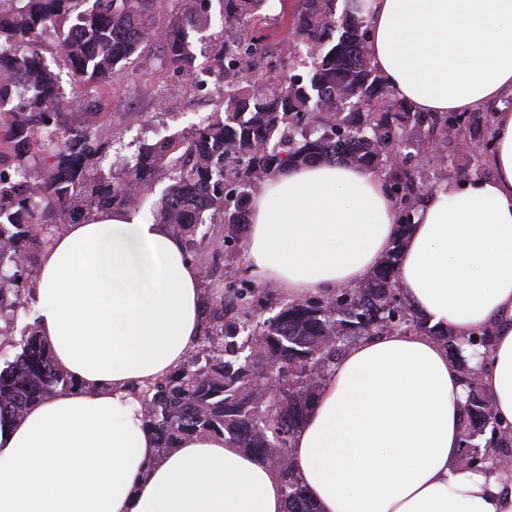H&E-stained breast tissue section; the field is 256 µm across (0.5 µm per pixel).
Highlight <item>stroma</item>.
I'll list each match as a JSON object with an SVG mask.
<instances>
[{
    "mask_svg": "<svg viewBox=\"0 0 512 512\" xmlns=\"http://www.w3.org/2000/svg\"><path fill=\"white\" fill-rule=\"evenodd\" d=\"M160 54L159 46L150 47L107 100L94 98L90 101L93 111L111 115L110 135L120 146L119 154H108L105 165H112L117 155H131L141 144L188 132L220 105L216 91L206 94L192 91L187 76L161 65ZM414 141L413 165L437 184L485 176L490 172L488 164H476L458 141H450L448 162L442 166L429 162L423 129H416ZM201 230L206 241L197 246L194 261L209 270L201 281L202 298L216 297L233 281L238 286L253 288V308L259 318L274 315L277 303L284 299L283 294L274 287L253 284L243 271L247 233H240L234 243L227 245L223 242V225L205 224Z\"/></svg>",
    "mask_w": 512,
    "mask_h": 512,
    "instance_id": "stroma-1",
    "label": "stroma"
}]
</instances>
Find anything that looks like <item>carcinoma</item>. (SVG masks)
Here are the masks:
<instances>
[{"label": "carcinoma", "instance_id": "carcinoma-1", "mask_svg": "<svg viewBox=\"0 0 512 512\" xmlns=\"http://www.w3.org/2000/svg\"><path fill=\"white\" fill-rule=\"evenodd\" d=\"M210 0H0V312L25 308L16 290L22 272L62 224L134 205L156 179L168 181L155 223L193 242L204 221L192 220L206 193L207 219L225 225L231 241L247 224L254 191L285 166L315 161L392 172L388 184L399 204V227L424 199L423 182L407 157H391L412 141L413 129L446 150L448 132L476 119L416 112L396 98L368 52L367 0H294L282 12L281 46L298 55H274L263 20L267 0H219L224 36L211 40L206 62L197 63L195 34ZM53 34L45 56L41 36ZM160 62L191 79L194 91L209 79L224 81L222 108L191 131L141 146L106 172L100 160L112 147L104 116L91 128L70 121L82 110L64 100L67 71L86 93L105 98L153 43ZM401 240L356 288L284 302L245 345L243 327L224 314L251 306L233 285L203 310L204 338L169 377L141 389L145 426L165 453L191 434L222 437L277 466L288 512H315L287 454L306 419L320 383L336 364L345 336H378L391 326L425 331L452 356L461 342L451 328L429 327L400 297L397 264ZM10 335L0 337V426L21 417L29 404L71 378L55 364L37 323L22 330L21 352L11 356ZM277 365L281 402L260 400L258 379ZM316 379L307 381L308 371ZM461 455L474 468L512 458V432L501 427L479 372L464 373ZM488 435L485 444L476 439Z\"/></svg>", "mask_w": 512, "mask_h": 512}]
</instances>
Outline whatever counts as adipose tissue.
I'll return each instance as SVG.
<instances>
[{"label": "adipose tissue", "instance_id": "obj_1", "mask_svg": "<svg viewBox=\"0 0 512 512\" xmlns=\"http://www.w3.org/2000/svg\"><path fill=\"white\" fill-rule=\"evenodd\" d=\"M369 52L417 112L493 115L491 172L430 193L398 264L407 303L458 337L492 327L482 387L512 424V0H374ZM396 207L370 169L287 167L250 202L248 277L291 297L364 281ZM201 269L165 225L120 212L43 251L36 319L76 382L0 428V512H286L278 472L224 438L159 454L135 391L179 367L201 324ZM458 364L434 337L356 342L323 381L289 454L318 512H512V479L460 469Z\"/></svg>", "mask_w": 512, "mask_h": 512}]
</instances>
